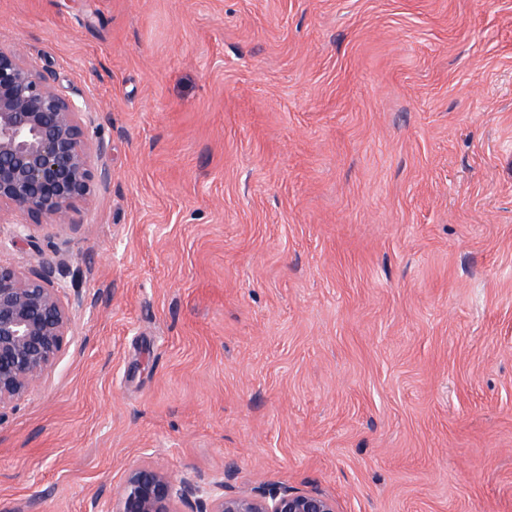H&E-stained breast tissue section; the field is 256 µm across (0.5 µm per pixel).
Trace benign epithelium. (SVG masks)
I'll return each instance as SVG.
<instances>
[{
    "mask_svg": "<svg viewBox=\"0 0 512 512\" xmlns=\"http://www.w3.org/2000/svg\"><path fill=\"white\" fill-rule=\"evenodd\" d=\"M88 132L78 105L59 92L50 75L20 54L0 49V220L19 215L15 236L70 210L90 192L95 172ZM65 265L37 273L0 266V420L37 389L64 349L71 321L61 297ZM336 512L330 498L288 487L206 486L150 465L127 474L114 499L92 501L93 512Z\"/></svg>",
    "mask_w": 512,
    "mask_h": 512,
    "instance_id": "obj_1",
    "label": "benign epithelium"
}]
</instances>
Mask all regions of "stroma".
I'll return each instance as SVG.
<instances>
[{
    "label": "stroma",
    "instance_id": "obj_1",
    "mask_svg": "<svg viewBox=\"0 0 512 512\" xmlns=\"http://www.w3.org/2000/svg\"><path fill=\"white\" fill-rule=\"evenodd\" d=\"M110 177L0 265L77 270L0 512L148 464L336 512H512V0H0Z\"/></svg>",
    "mask_w": 512,
    "mask_h": 512
}]
</instances>
